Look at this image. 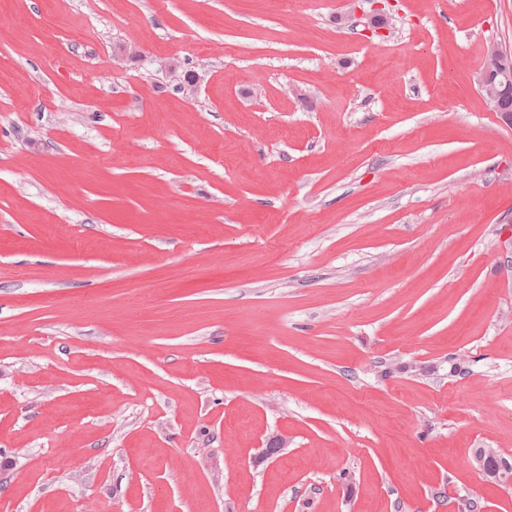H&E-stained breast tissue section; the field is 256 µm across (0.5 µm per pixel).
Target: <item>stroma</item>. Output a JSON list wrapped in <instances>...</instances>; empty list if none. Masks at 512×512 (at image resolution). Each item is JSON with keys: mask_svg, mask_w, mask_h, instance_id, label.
<instances>
[{"mask_svg": "<svg viewBox=\"0 0 512 512\" xmlns=\"http://www.w3.org/2000/svg\"><path fill=\"white\" fill-rule=\"evenodd\" d=\"M385 10L0 0V512H512V0ZM511 57V51L503 49L495 42L490 43L484 66L477 76L479 91L494 103V112H498L502 124L510 129L512 128V95L503 96L508 94L512 87ZM498 102V107L502 111H511V113L499 111ZM497 266L507 273V285L511 288L512 280V228L505 225L500 231L495 249ZM489 459H494L497 462L492 471L486 468V462ZM472 465L486 480L503 485H512V461L502 457L496 449L477 448L472 455Z\"/></svg>", "mask_w": 512, "mask_h": 512, "instance_id": "stroma-1", "label": "stroma"}]
</instances>
